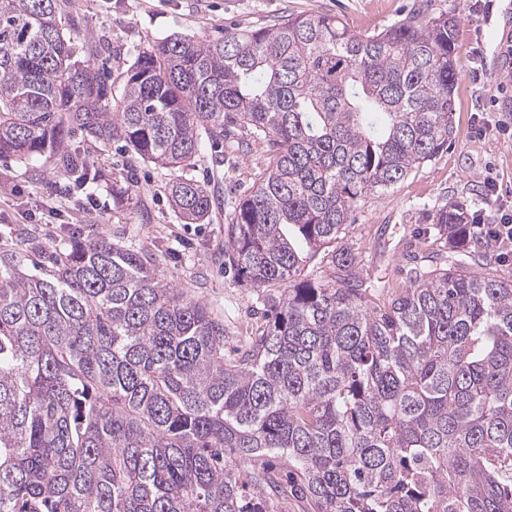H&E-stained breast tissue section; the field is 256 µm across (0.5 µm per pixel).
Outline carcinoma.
Here are the masks:
<instances>
[{
	"label": "carcinoma",
	"instance_id": "1",
	"mask_svg": "<svg viewBox=\"0 0 512 512\" xmlns=\"http://www.w3.org/2000/svg\"><path fill=\"white\" fill-rule=\"evenodd\" d=\"M457 29L414 11L377 32L325 14L173 35L114 102L58 0H0V157L84 182L61 155L78 130L182 171L199 130L237 125L271 152L224 252L262 320L231 358L148 250L95 236L40 275L0 253V512H267L269 457L313 512H512V279L492 245L446 203L437 263L383 299L343 242L358 200L448 150ZM168 198L189 224L212 211L184 173Z\"/></svg>",
	"mask_w": 512,
	"mask_h": 512
}]
</instances>
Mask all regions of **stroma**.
Masks as SVG:
<instances>
[{
	"label": "stroma",
	"instance_id": "stroma-1",
	"mask_svg": "<svg viewBox=\"0 0 512 512\" xmlns=\"http://www.w3.org/2000/svg\"><path fill=\"white\" fill-rule=\"evenodd\" d=\"M66 31L78 38L81 58L112 76L120 96L122 74L139 51L182 33L207 42L225 29L254 28L288 16L331 14L349 29H384L414 7L426 15L453 13L458 19L455 136L447 152L414 172L389 193L367 195L353 212L347 237L370 278L401 287L400 266L424 252L432 216L451 201L470 215L512 212V61L501 51L512 42V0H496L492 13L474 10L475 0H59ZM107 45L109 60L92 55ZM201 150L190 174L215 199L209 219L188 224L173 212L167 194L174 170L137 159L120 145L103 146L69 137L65 146L99 171V180L77 186L58 160L21 162L0 157V252L23 239L32 242L28 269L49 268L69 242L88 235L136 245L156 254L159 272L201 300L224 322L226 352L256 328L255 296L224 268L227 226L233 207L264 168L270 152L246 133L217 141L201 133ZM496 193H488L485 178ZM61 210V218L28 223L25 209Z\"/></svg>",
	"mask_w": 512,
	"mask_h": 512
}]
</instances>
